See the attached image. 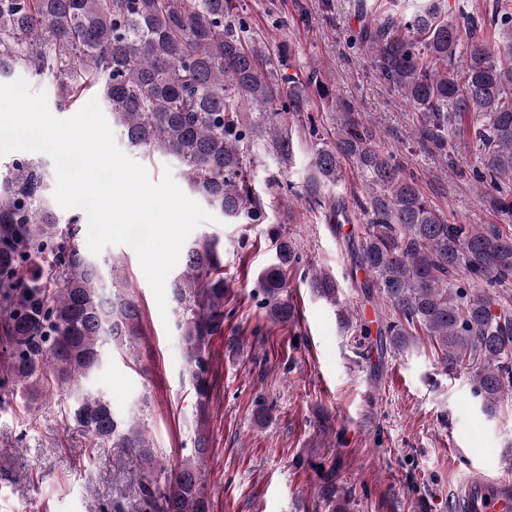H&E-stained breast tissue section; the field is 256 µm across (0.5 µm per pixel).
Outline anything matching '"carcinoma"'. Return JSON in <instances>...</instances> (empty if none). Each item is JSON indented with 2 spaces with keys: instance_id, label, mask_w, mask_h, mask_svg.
I'll return each mask as SVG.
<instances>
[{
  "instance_id": "carcinoma-1",
  "label": "carcinoma",
  "mask_w": 512,
  "mask_h": 512,
  "mask_svg": "<svg viewBox=\"0 0 512 512\" xmlns=\"http://www.w3.org/2000/svg\"><path fill=\"white\" fill-rule=\"evenodd\" d=\"M449 10L464 23L433 0L403 18L372 10L360 18L357 42L379 78L419 113L424 144L450 158L458 137H474L479 165L458 174L483 184L490 205L511 218L512 55L494 56L468 0H454ZM491 21L512 51V10L496 8ZM290 53L285 46L269 51L238 0H0V79L18 70L48 79L60 110L88 102L96 89L130 145L178 159L190 188L229 221L265 223L269 205L253 184V159L264 154L287 170L303 147L305 201L328 208L331 221L346 220L344 199L334 192L343 161H353L367 184L356 205L368 224L348 244L351 275L364 272L365 297L387 304L377 341L399 354L427 337L441 366L469 374L475 396L493 412L512 398V304L501 292L512 283V235L493 224L448 223L317 69L305 79L285 72ZM313 89L333 110L330 139L309 115ZM48 191L38 163L19 159L0 172V349L7 356L0 403L19 386L33 397L72 383L69 415L90 444L111 441L151 469L144 426L118 417L109 398L78 384L100 368L107 342L138 334L139 305L104 291L99 266L79 242L84 214L62 221ZM269 237L274 258L254 295L272 320L286 324L294 307L284 291L300 257L277 228ZM309 285L338 304L332 277L316 272ZM226 292L218 242H194L174 298L189 380L200 397L208 390L207 347L224 335ZM339 318L357 346L371 339L366 320L347 308ZM207 453L199 434L193 457L148 476L141 512H210L201 468ZM320 496L331 512H344L335 469L324 471Z\"/></svg>"
}]
</instances>
